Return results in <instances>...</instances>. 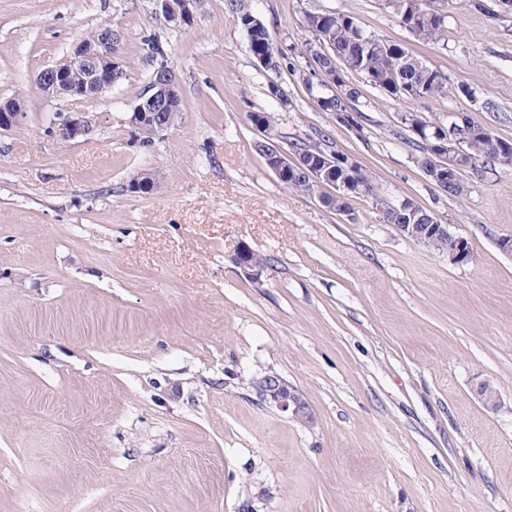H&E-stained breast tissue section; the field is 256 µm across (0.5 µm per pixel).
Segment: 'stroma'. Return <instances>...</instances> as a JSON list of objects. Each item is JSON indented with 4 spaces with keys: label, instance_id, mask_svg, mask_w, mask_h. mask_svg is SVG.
Instances as JSON below:
<instances>
[{
    "label": "stroma",
    "instance_id": "stroma-1",
    "mask_svg": "<svg viewBox=\"0 0 512 512\" xmlns=\"http://www.w3.org/2000/svg\"><path fill=\"white\" fill-rule=\"evenodd\" d=\"M441 2L448 32L427 44L385 0H245L288 50L275 71L227 0H197L189 26L153 0H0V99L26 112L0 131V512H512V167L439 192L400 120L466 112L512 140V11ZM314 8L406 45L447 73V95L399 102L352 72L357 125L340 123L291 70L315 69ZM105 24L127 77L86 104L88 135L50 138L71 105L36 76ZM154 41L182 112L145 146L126 118ZM259 111L282 146L328 138L376 195L435 213L471 261L403 237L371 198L350 221L289 190L254 149ZM145 170L154 189L131 192ZM243 244L266 257L259 275L236 265ZM269 371L312 427L258 400ZM486 379L499 411L475 394Z\"/></svg>",
    "mask_w": 512,
    "mask_h": 512
}]
</instances>
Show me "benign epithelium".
I'll return each instance as SVG.
<instances>
[{"mask_svg": "<svg viewBox=\"0 0 512 512\" xmlns=\"http://www.w3.org/2000/svg\"><path fill=\"white\" fill-rule=\"evenodd\" d=\"M155 14L177 26L191 25L194 22L196 0H153ZM424 3L420 0H404L402 18L405 26L412 31L417 28L424 13ZM118 37L110 26L103 27L98 41L93 45L83 42L75 43L68 56L62 61L43 69L38 75L40 86L49 94H56L62 88H68L72 109L58 115L50 123L47 133L58 141H70L85 136L92 130L90 113L81 106L101 97L112 90V71L122 67L118 56ZM79 70L82 79L79 85L69 86L68 79L72 71ZM158 79L143 95L144 103L138 110L130 113L127 123L138 133H148L159 137L167 131L163 125H155L152 113L161 111L176 94L175 76L166 62L158 67ZM25 117L24 103L7 99L0 102V130L5 131L18 124ZM469 118L466 112H452L448 125L432 128L431 137L436 141L437 151L434 167L426 170L429 181L440 191H446L448 180L460 181L459 174L465 169H473L488 159L485 146L474 141L469 132ZM266 167L282 181L293 173L306 176L313 187L311 196L319 203H324L322 196L326 184L333 185L334 195L341 198L350 197L358 192L354 182L342 179L332 180L336 171L337 158L320 154L305 160L277 145L264 155ZM396 229L405 237L424 246L435 240L448 243L443 253L448 255V262L463 264L471 260V249L466 238L454 233L450 225L435 222L433 224H398ZM236 264L245 271L256 275L264 264L253 258V250L241 246L235 255ZM492 382L483 381L476 388V395L482 405L491 411L501 407V396L489 395ZM253 389L265 406L287 413L302 425H311L315 421L314 413L300 391L288 383L276 372H268L253 381Z\"/></svg>", "mask_w": 512, "mask_h": 512, "instance_id": "1", "label": "benign epithelium"}]
</instances>
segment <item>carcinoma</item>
I'll return each mask as SVG.
<instances>
[{"instance_id": "obj_1", "label": "carcinoma", "mask_w": 512, "mask_h": 512, "mask_svg": "<svg viewBox=\"0 0 512 512\" xmlns=\"http://www.w3.org/2000/svg\"><path fill=\"white\" fill-rule=\"evenodd\" d=\"M231 13L237 16L248 48L253 56L266 53L273 42L265 37V25L245 10L243 0H227ZM305 31L312 35L306 50L314 59L321 79L306 78L312 97H322L321 108L336 113L348 125L357 124L352 112L360 94L347 84L345 73L356 72L381 89L386 95L402 100L440 97L446 93L448 76L440 69L424 63L406 46L368 32L352 17L333 11H309L304 16ZM447 31L446 16L423 14L416 31L419 41L438 43ZM369 37L374 42L370 52L360 50L358 40ZM181 112V98L172 99L154 119L171 127ZM414 162L423 170L435 161L434 148L429 140L416 139ZM396 205L380 198L377 210L386 224L401 223Z\"/></svg>"}]
</instances>
